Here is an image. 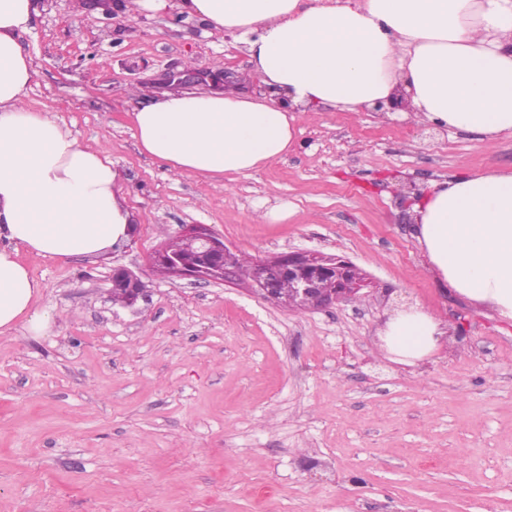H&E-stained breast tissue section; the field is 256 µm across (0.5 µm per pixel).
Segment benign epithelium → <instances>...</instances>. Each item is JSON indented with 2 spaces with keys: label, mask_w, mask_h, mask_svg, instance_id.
<instances>
[{
  "label": "benign epithelium",
  "mask_w": 512,
  "mask_h": 512,
  "mask_svg": "<svg viewBox=\"0 0 512 512\" xmlns=\"http://www.w3.org/2000/svg\"><path fill=\"white\" fill-rule=\"evenodd\" d=\"M205 72L168 71L161 75L158 84L169 86L179 84L190 78L203 80ZM182 239L190 240L196 253L204 263L189 268L184 256L169 250L165 244L158 248L152 262L160 261L179 277L194 278L206 282L224 283L234 280L235 266L231 262H221L220 256L234 252L224 242V238L212 232L203 224H195L184 229ZM286 277L292 281L293 288L288 295L281 294L278 282ZM357 273L347 261L334 257L303 255L296 252L280 254L270 260L255 262L253 278L254 290L262 297L288 305L294 310L306 308L323 309L356 297ZM140 277L124 267L113 269L112 285H120L128 294L127 306H134L144 297L139 288Z\"/></svg>",
  "instance_id": "1"
}]
</instances>
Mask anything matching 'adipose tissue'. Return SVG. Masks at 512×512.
Segmentation results:
<instances>
[{
	"mask_svg": "<svg viewBox=\"0 0 512 512\" xmlns=\"http://www.w3.org/2000/svg\"><path fill=\"white\" fill-rule=\"evenodd\" d=\"M180 13L244 45L252 73L276 98L232 89L167 91L134 114L141 149L174 173L248 176L282 157L304 116L330 106L360 112L398 85V119L456 129L484 146L512 137V0H177ZM38 0H0V333L25 324L39 281L20 250L98 254L127 238L128 210L106 150L88 149L55 117L26 107L35 75L18 37ZM417 240L442 283L512 324V171L434 183L413 205ZM440 320L400 309L383 332L401 363L440 345Z\"/></svg>",
	"mask_w": 512,
	"mask_h": 512,
	"instance_id": "ef3b65f1",
	"label": "adipose tissue"
}]
</instances>
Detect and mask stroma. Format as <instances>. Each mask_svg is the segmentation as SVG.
<instances>
[{
    "label": "stroma",
    "mask_w": 512,
    "mask_h": 512,
    "mask_svg": "<svg viewBox=\"0 0 512 512\" xmlns=\"http://www.w3.org/2000/svg\"><path fill=\"white\" fill-rule=\"evenodd\" d=\"M19 43L28 106L108 151L135 232L96 256L20 253L54 321L0 334V512H512V325L441 283L403 204L412 186L512 170V137L325 108L252 175H179L140 152L133 114L186 68L210 75L187 90L228 70L271 97L232 35L173 9L40 0ZM278 206L291 216L257 219ZM188 224L255 259L348 261L361 297L293 311L244 278L157 272ZM118 266L146 285L136 308L110 300ZM414 303L447 334L397 363L381 334Z\"/></svg>",
    "instance_id": "obj_1"
}]
</instances>
